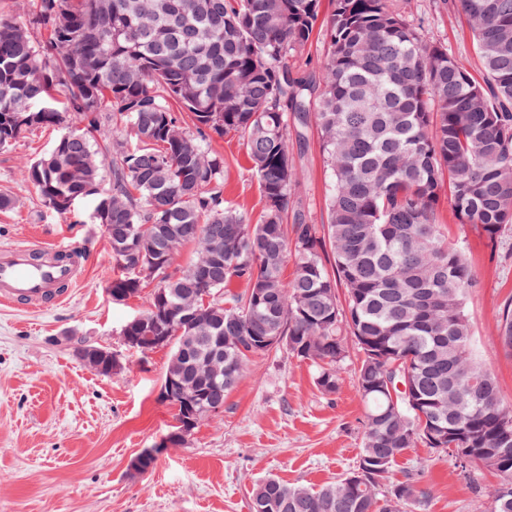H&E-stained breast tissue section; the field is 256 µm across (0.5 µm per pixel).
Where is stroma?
<instances>
[{
	"label": "stroma",
	"instance_id": "obj_1",
	"mask_svg": "<svg viewBox=\"0 0 512 512\" xmlns=\"http://www.w3.org/2000/svg\"><path fill=\"white\" fill-rule=\"evenodd\" d=\"M428 41L482 67L463 15L447 0H398ZM56 128H39L0 150V193L14 206L0 210V248L46 246L63 238L83 250L73 298L47 311L0 306V512H250L254 484L275 477L288 484L320 486L342 478L362 448L364 405L350 349L341 389L323 394L316 368L285 350L255 355L222 414L202 421L184 444L164 446L175 424L174 408L159 387L169 350L127 349L123 325L145 306V295L112 301L109 280L121 271L101 225L70 224L47 209L21 169L52 148ZM224 156V196L251 219L262 200L245 147L237 134L214 139ZM301 184L294 208L312 224L327 221V171L316 130L293 147ZM443 234L464 242L480 286L468 301L475 352L491 368L504 401L512 403V358L496 350L498 310L512 299V234L490 247L449 205L440 209ZM92 344L117 354L105 376L86 366L77 347ZM157 448L148 471L132 469L147 448ZM420 475L434 496L428 512H470L479 493L496 484L481 471L467 478L454 459L425 446L397 459L392 477Z\"/></svg>",
	"mask_w": 512,
	"mask_h": 512
}]
</instances>
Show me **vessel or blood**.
<instances>
[{
  "label": "vessel or blood",
  "instance_id": "obj_1",
  "mask_svg": "<svg viewBox=\"0 0 512 512\" xmlns=\"http://www.w3.org/2000/svg\"><path fill=\"white\" fill-rule=\"evenodd\" d=\"M84 264L82 254L64 244L0 250V304L48 310L66 302Z\"/></svg>",
  "mask_w": 512,
  "mask_h": 512
}]
</instances>
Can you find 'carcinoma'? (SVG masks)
Instances as JSON below:
<instances>
[{"label":"carcinoma","instance_id":"carcinoma-1","mask_svg":"<svg viewBox=\"0 0 512 512\" xmlns=\"http://www.w3.org/2000/svg\"><path fill=\"white\" fill-rule=\"evenodd\" d=\"M333 2L322 18L320 0H30L26 17H0V150L62 128L21 179L61 216L92 202L122 268L112 299L155 284L121 335L139 349L176 337L166 371L180 377L167 396L177 420L197 392L224 400L266 338L314 364L325 395L357 347V465L318 488L266 478L252 512H427L420 478L387 484L420 444L496 474L472 512H512V404L471 349L478 275L437 223L446 198L491 246L512 232V0L452 3L473 33L479 80L393 0ZM317 26L327 55L312 83L290 61ZM109 122L112 135L99 136ZM308 127L330 171L327 223L290 224L291 145ZM231 131L263 199L255 223L224 201L211 142ZM189 243L194 258L180 266ZM204 293V319L179 325ZM495 345L512 357V300ZM399 380L405 390L389 389Z\"/></svg>","mask_w":512,"mask_h":512}]
</instances>
